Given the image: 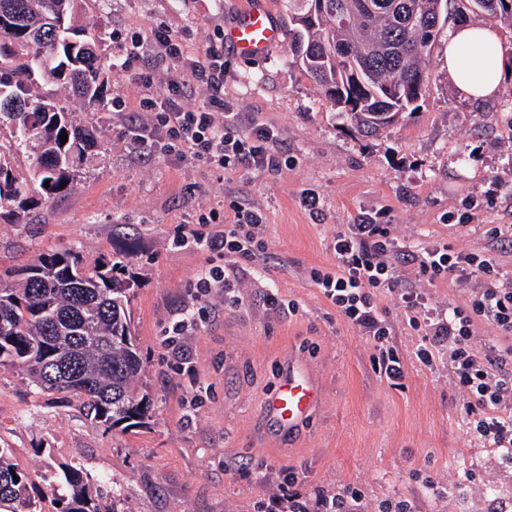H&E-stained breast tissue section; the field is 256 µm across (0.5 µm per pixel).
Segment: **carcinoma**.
<instances>
[{"label":"carcinoma","mask_w":512,"mask_h":512,"mask_svg":"<svg viewBox=\"0 0 512 512\" xmlns=\"http://www.w3.org/2000/svg\"><path fill=\"white\" fill-rule=\"evenodd\" d=\"M79 0H0V218L26 222L43 201L66 192L102 142L50 92L43 77L67 87L88 105L104 104V59L80 38ZM480 10L512 27V0H481ZM470 0H286L288 62L332 100L339 115L363 136L404 120L427 91L425 53L452 14L467 18ZM23 60L28 79L9 63ZM68 139L61 143V132ZM22 153L31 173L21 175ZM49 187H44L45 181ZM124 256L83 273L75 252L42 258L17 286L0 287V365H18L40 390L50 383L43 364L56 359L89 386L82 403L91 420L115 427L141 423L149 398L135 383L143 364L132 331L131 290ZM19 481H14L13 476ZM65 494L58 512H105L81 462L62 471ZM32 476L16 469L0 448V506L39 512L26 495Z\"/></svg>","instance_id":"obj_1"}]
</instances>
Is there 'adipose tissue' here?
Instances as JSON below:
<instances>
[{
	"label": "adipose tissue",
	"instance_id": "adipose-tissue-1",
	"mask_svg": "<svg viewBox=\"0 0 512 512\" xmlns=\"http://www.w3.org/2000/svg\"><path fill=\"white\" fill-rule=\"evenodd\" d=\"M512 65L508 64L502 37L489 25H458L448 39V73L463 99H494Z\"/></svg>",
	"mask_w": 512,
	"mask_h": 512
}]
</instances>
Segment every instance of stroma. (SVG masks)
Returning <instances> with one entry per match:
<instances>
[{"label": "stroma", "instance_id": "35a3bbf8", "mask_svg": "<svg viewBox=\"0 0 512 512\" xmlns=\"http://www.w3.org/2000/svg\"><path fill=\"white\" fill-rule=\"evenodd\" d=\"M245 0H82L81 22L104 57L113 33L161 24L192 51L236 18ZM447 21L427 60L428 91L400 125L376 137L352 132L332 102L288 63L287 47L270 58L224 52V101L257 112L278 130L288 160L280 173L218 172L200 163L149 154L120 139L129 115L87 107L109 147L91 156L73 189L31 211L27 223H0V280H15L46 255L76 250L85 268L128 254L137 279L133 332L150 396L143 425L122 429L90 421L79 399L33 389L20 368L0 366V448L19 469L38 473L28 493L56 512L63 464L83 462L96 487H124L123 512H261L269 495L297 472L305 490L355 486L361 512L385 499L414 512H502L512 501V466L468 431L462 394L447 361L420 363L416 331L403 321L400 298L383 294L389 344L404 365L394 385L376 368L369 336L323 297L312 269L336 265L333 238L363 213L377 214L394 236L492 259L512 274V250L489 233L512 225V79L484 104L462 99L448 73ZM319 193L320 220L299 202ZM263 211L269 252L239 272L241 302L197 297L191 283L222 259L174 238L199 213L231 217L233 205ZM403 289L427 307L468 305L483 277L427 281L400 267ZM295 301V313L263 304L267 289ZM208 316L172 342L167 331L185 307ZM312 376L321 398L292 431L265 404L286 370ZM448 483L438 497L428 484Z\"/></svg>", "mask_w": 512, "mask_h": 512}]
</instances>
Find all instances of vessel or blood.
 I'll return each mask as SVG.
<instances>
[{"label":"vessel or blood","mask_w":512,"mask_h":512,"mask_svg":"<svg viewBox=\"0 0 512 512\" xmlns=\"http://www.w3.org/2000/svg\"><path fill=\"white\" fill-rule=\"evenodd\" d=\"M224 37L241 57L262 58L278 46L283 37L280 22L268 0H247ZM318 390L308 378L285 373L266 403V410L285 429H293L318 403Z\"/></svg>","instance_id":"vessel-or-blood-1"}]
</instances>
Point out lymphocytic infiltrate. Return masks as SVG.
<instances>
[{
    "label": "lymphocytic infiltrate",
    "mask_w": 512,
    "mask_h": 512,
    "mask_svg": "<svg viewBox=\"0 0 512 512\" xmlns=\"http://www.w3.org/2000/svg\"><path fill=\"white\" fill-rule=\"evenodd\" d=\"M166 65L170 77L165 93L152 91V64ZM116 66L134 70L139 88L135 108L146 113L150 126L133 120L122 136L150 141L154 152L181 161H193L217 170H243L276 174L282 158L275 145V127L258 117L242 122L239 113L224 104V49L219 45L192 52L182 35L157 25L148 33L127 35L119 46ZM196 91L206 94L200 106L188 103ZM264 223L260 209L235 207L234 220L225 225L218 212L199 214L195 224L184 226L174 243H195L225 257L221 266L203 267L194 283L197 293L224 292V303L240 301L238 261H254L268 247L259 238ZM336 267L312 270L311 278L324 297L350 324L372 338L378 352L379 371L388 381L404 377L400 357L388 345L389 324L379 306L382 293H400L395 277L399 264L416 266L428 280L464 279L477 274L487 288L474 294L468 308L448 305L426 309L417 295L403 294L402 312L407 324L421 333L417 357L432 365L436 353L447 351L448 368L462 393V410L471 433L497 449L512 463V373L496 372L492 348L477 346L479 322L492 325L502 337L512 336V277L501 272L492 259L447 246L418 247L394 236L388 225L373 216L338 230L334 237Z\"/></svg>",
    "instance_id": "lymphocytic-infiltrate-1"
}]
</instances>
